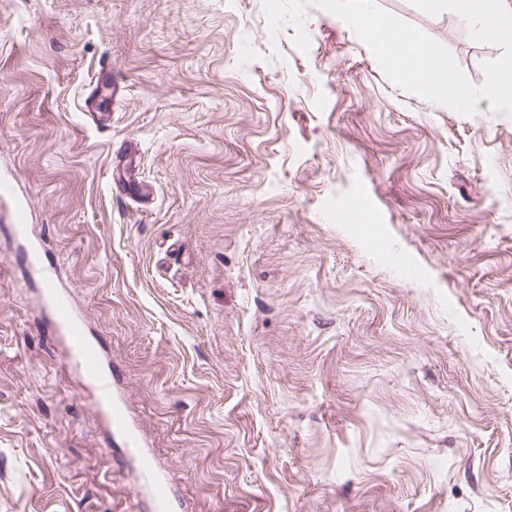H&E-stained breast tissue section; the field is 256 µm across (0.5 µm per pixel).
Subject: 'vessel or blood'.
<instances>
[{
    "label": "vessel or blood",
    "instance_id": "b4317fda",
    "mask_svg": "<svg viewBox=\"0 0 512 512\" xmlns=\"http://www.w3.org/2000/svg\"><path fill=\"white\" fill-rule=\"evenodd\" d=\"M34 272L44 284L45 301L54 332L63 336L79 371L93 386L97 408L112 431L126 435L129 451L139 456L142 492L151 499L156 512H165L170 495L169 483L159 474L153 457L143 452L139 435L132 432L125 405L114 394L112 378L104 368L98 347L86 335L83 318L75 311L69 295L57 289L52 272L40 266L35 267Z\"/></svg>",
    "mask_w": 512,
    "mask_h": 512
}]
</instances>
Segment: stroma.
<instances>
[{"label":"stroma","mask_w":512,"mask_h":512,"mask_svg":"<svg viewBox=\"0 0 512 512\" xmlns=\"http://www.w3.org/2000/svg\"><path fill=\"white\" fill-rule=\"evenodd\" d=\"M474 85L465 21L376 0ZM0 0V512H154L49 327L87 321L169 512H512V118L309 8ZM366 201L371 225L339 216Z\"/></svg>","instance_id":"obj_1"}]
</instances>
